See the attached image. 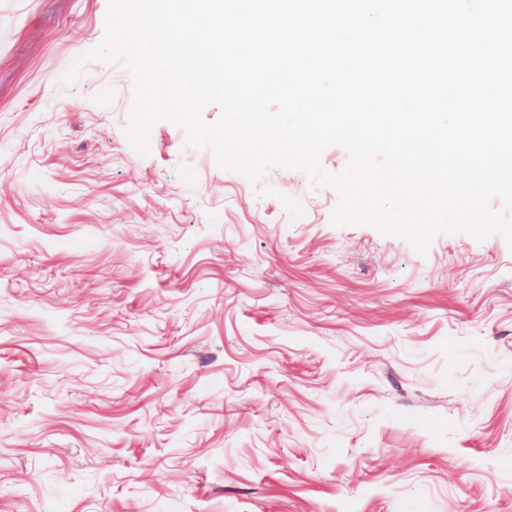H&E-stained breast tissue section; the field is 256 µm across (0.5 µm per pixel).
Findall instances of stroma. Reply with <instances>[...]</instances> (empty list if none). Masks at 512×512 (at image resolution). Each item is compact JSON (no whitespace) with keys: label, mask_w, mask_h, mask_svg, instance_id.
Segmentation results:
<instances>
[{"label":"stroma","mask_w":512,"mask_h":512,"mask_svg":"<svg viewBox=\"0 0 512 512\" xmlns=\"http://www.w3.org/2000/svg\"><path fill=\"white\" fill-rule=\"evenodd\" d=\"M108 0H0V512H512V247L334 226L86 62Z\"/></svg>","instance_id":"1"}]
</instances>
